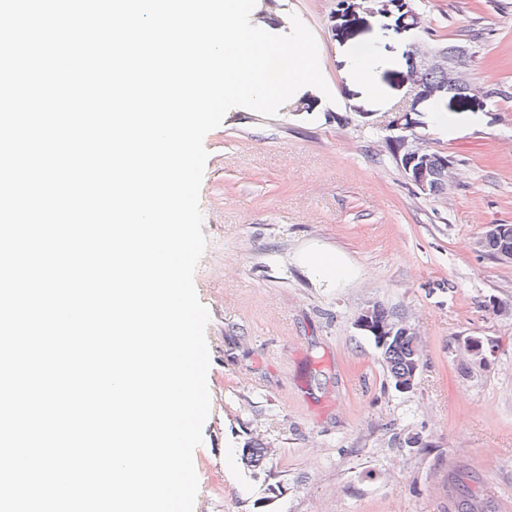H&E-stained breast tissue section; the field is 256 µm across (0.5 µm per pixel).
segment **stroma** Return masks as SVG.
I'll return each instance as SVG.
<instances>
[{
    "instance_id": "1",
    "label": "stroma",
    "mask_w": 512,
    "mask_h": 512,
    "mask_svg": "<svg viewBox=\"0 0 512 512\" xmlns=\"http://www.w3.org/2000/svg\"><path fill=\"white\" fill-rule=\"evenodd\" d=\"M294 15L328 92L301 88L272 117L232 108L204 139L194 283L211 412L194 512H461L470 496L512 512V262L480 245L512 225V0H257L251 21L284 34ZM418 40L466 45L476 94L424 92L405 56ZM370 50L386 61L374 97L354 67ZM402 114L452 160L444 193L396 159ZM313 251L354 277L322 279ZM369 304L417 334L410 390L356 325ZM469 336L493 344L486 362L464 352ZM250 441L269 448L265 469L243 462Z\"/></svg>"
}]
</instances>
